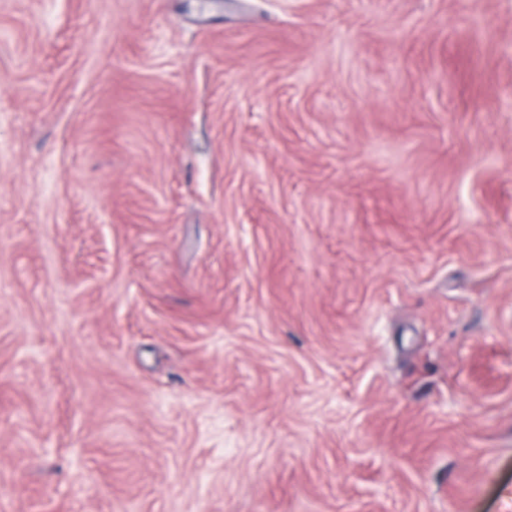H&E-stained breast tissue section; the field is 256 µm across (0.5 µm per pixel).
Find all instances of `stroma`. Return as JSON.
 Masks as SVG:
<instances>
[{
  "mask_svg": "<svg viewBox=\"0 0 512 512\" xmlns=\"http://www.w3.org/2000/svg\"><path fill=\"white\" fill-rule=\"evenodd\" d=\"M0 512H512V0H0Z\"/></svg>",
  "mask_w": 512,
  "mask_h": 512,
  "instance_id": "1",
  "label": "stroma"
}]
</instances>
